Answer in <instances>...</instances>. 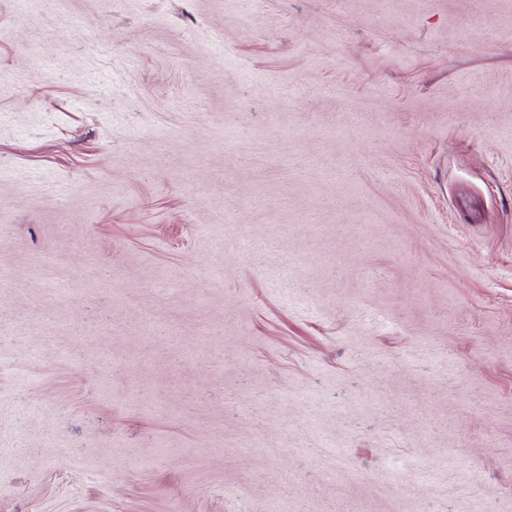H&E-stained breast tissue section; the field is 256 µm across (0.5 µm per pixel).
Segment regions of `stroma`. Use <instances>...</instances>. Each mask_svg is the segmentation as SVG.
Wrapping results in <instances>:
<instances>
[{"instance_id":"stroma-1","label":"stroma","mask_w":512,"mask_h":512,"mask_svg":"<svg viewBox=\"0 0 512 512\" xmlns=\"http://www.w3.org/2000/svg\"><path fill=\"white\" fill-rule=\"evenodd\" d=\"M0 512H512V0H0Z\"/></svg>"}]
</instances>
